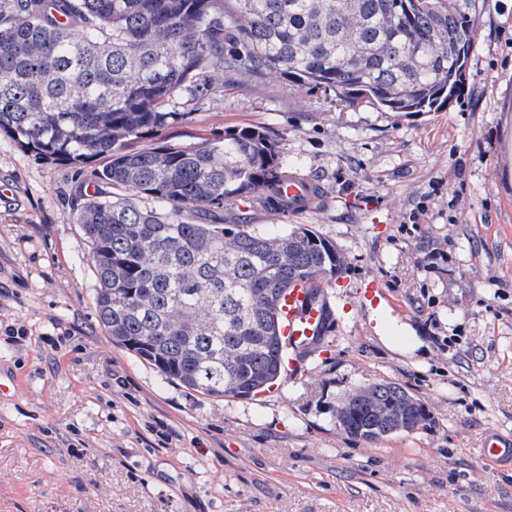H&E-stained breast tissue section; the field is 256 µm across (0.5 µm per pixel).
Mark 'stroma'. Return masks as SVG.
<instances>
[{"label":"stroma","instance_id":"obj_1","mask_svg":"<svg viewBox=\"0 0 512 512\" xmlns=\"http://www.w3.org/2000/svg\"><path fill=\"white\" fill-rule=\"evenodd\" d=\"M132 142L193 145L257 126L327 192L288 216L224 209L275 235L303 224L344 257L324 294L384 281L380 324L334 310L307 373L248 399L166 380L100 325L74 210L93 166L0 140V512H512V0H482L456 101L411 116L275 75L212 71ZM396 382L429 420L343 433L354 388ZM485 459L488 461L507 462L512 464V438L489 436L485 448Z\"/></svg>","mask_w":512,"mask_h":512}]
</instances>
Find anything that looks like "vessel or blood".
I'll return each mask as SVG.
<instances>
[{
    "label": "vessel or blood",
    "instance_id": "1",
    "mask_svg": "<svg viewBox=\"0 0 512 512\" xmlns=\"http://www.w3.org/2000/svg\"><path fill=\"white\" fill-rule=\"evenodd\" d=\"M279 191L288 201L289 214L310 211L322 201L325 190L310 177L299 172L288 173L279 183ZM315 286L306 280L292 284L279 300L280 334L287 343L284 366L288 376H298L301 371L299 351L308 345L321 327L323 312L307 305L306 298ZM357 298L363 309L383 312L388 304L385 286L378 278L366 279L358 290ZM486 460L512 464V438L489 436L484 448Z\"/></svg>",
    "mask_w": 512,
    "mask_h": 512
}]
</instances>
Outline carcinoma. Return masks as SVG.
Listing matches in <instances>:
<instances>
[{"instance_id":"1","label":"carcinoma","mask_w":512,"mask_h":512,"mask_svg":"<svg viewBox=\"0 0 512 512\" xmlns=\"http://www.w3.org/2000/svg\"><path fill=\"white\" fill-rule=\"evenodd\" d=\"M479 0H0V138L75 165L100 162L75 210L91 245L99 322L167 380L250 398L285 376L277 302L297 280L335 278L336 247L302 225L267 236L224 223V206L288 203L286 165L264 130L196 145L129 149L213 70L329 88L345 103L432 112L459 94ZM238 49L224 56V33ZM153 202L142 206L138 199ZM374 403L413 398L367 385ZM343 431L375 430L362 392Z\"/></svg>"}]
</instances>
